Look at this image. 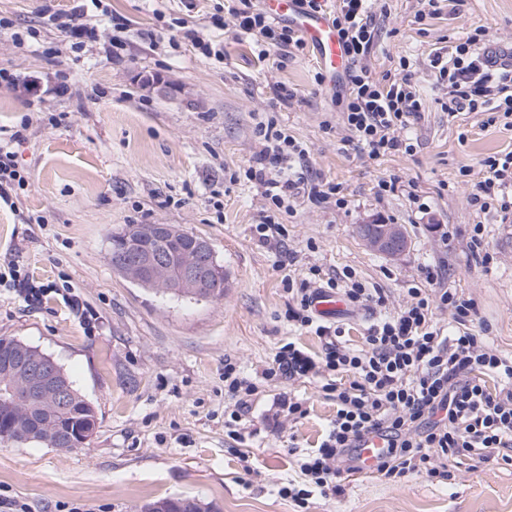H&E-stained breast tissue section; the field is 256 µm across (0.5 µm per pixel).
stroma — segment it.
Returning a JSON list of instances; mask_svg holds the SVG:
<instances>
[{"label": "stroma", "mask_w": 512, "mask_h": 512, "mask_svg": "<svg viewBox=\"0 0 512 512\" xmlns=\"http://www.w3.org/2000/svg\"><path fill=\"white\" fill-rule=\"evenodd\" d=\"M89 9L99 41L72 45L52 24L73 0H0V139L10 142L21 187L0 202V268L45 287L26 303L11 279L0 282V336L51 356L95 409L97 427L80 448L0 444V500L27 512H144L159 498L196 499L206 512H512V462L499 458L448 479L410 477L396 484L354 475L341 495L307 507L280 497L296 478V460L336 414L315 382L265 378L279 347L317 354L321 343L285 317L287 279L310 266L353 268L389 305L424 287L419 270L444 265L445 287L473 299L488 339L512 354V222L470 203L484 158L512 150V130L488 113L449 116L445 86L429 60L437 48L481 32L512 51V0H440L417 20L423 0H376L377 43L367 64L375 78L399 74L407 58L423 112L409 129L415 149L377 160L350 142L333 81L313 45L257 59L253 37L232 24L215 30L225 0H103ZM121 16L123 29L111 18ZM224 48L206 57L184 27ZM122 42L119 56L102 42ZM159 75L187 99L143 85ZM294 92L281 102L278 86ZM274 122L306 151L304 173L283 206L247 177L261 150L259 123ZM398 178L394 194L377 185ZM337 184L345 206L325 201L318 185ZM282 224L281 244L254 236L265 217ZM402 225L407 249L396 258L368 249L357 234L374 220ZM129 224H175L208 239L230 274L218 301H174L132 285L109 262L110 237ZM485 227L492 260L481 266L467 244ZM77 296L92 322L68 303ZM253 381L236 441L224 427V364ZM295 395L306 417H276ZM249 453L244 473L240 453Z\"/></svg>", "instance_id": "obj_1"}]
</instances>
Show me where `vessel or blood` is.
I'll use <instances>...</instances> for the list:
<instances>
[{"mask_svg":"<svg viewBox=\"0 0 512 512\" xmlns=\"http://www.w3.org/2000/svg\"><path fill=\"white\" fill-rule=\"evenodd\" d=\"M266 6L274 17L293 18L296 26L316 46L321 64L328 76H335L336 72L344 67L346 55L343 46L335 28L324 15L300 13L296 0H266ZM384 449L385 443L380 437L370 436L363 439L358 445L359 472H371Z\"/></svg>","mask_w":512,"mask_h":512,"instance_id":"vessel-or-blood-1","label":"vessel or blood"}]
</instances>
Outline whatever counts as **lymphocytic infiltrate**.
<instances>
[{
    "instance_id": "lymphocytic-infiltrate-1",
    "label": "lymphocytic infiltrate",
    "mask_w": 512,
    "mask_h": 512,
    "mask_svg": "<svg viewBox=\"0 0 512 512\" xmlns=\"http://www.w3.org/2000/svg\"><path fill=\"white\" fill-rule=\"evenodd\" d=\"M372 0H337L332 22L351 62L342 119L358 147L377 159L414 150L404 131L422 110L408 77L376 80L366 64L377 37ZM228 13L236 31L253 36L262 56L272 48H303L289 26L278 25L252 0H237ZM430 65L448 87V112L485 111L512 115V62L478 36L467 37L435 53ZM264 167L250 170L273 205H281L295 180L277 165L301 148L283 130L259 125ZM483 177L470 194L480 210L496 209L512 218V151L487 157ZM425 287L411 288L406 300L368 328L361 347L351 348L339 330L313 308L320 292H343L349 304L385 306L381 289L367 287L354 270L332 276L310 267L291 297L288 321L313 329L322 344L319 356L289 342L276 352L268 375L288 380L313 379L336 405V415L317 449L298 464V479L279 488L280 496L307 503L313 496L342 494L354 472L357 445L366 436H383L386 448L376 465L378 476L398 482L414 475L448 477L449 465L478 464L499 457L512 460V356L489 345L485 328L470 329L475 303L443 287L444 270L428 265ZM461 332H444L438 314ZM501 384L489 386L488 376ZM224 389L235 403L224 422L229 435L242 438L240 422L258 387L232 363L224 365Z\"/></svg>"
}]
</instances>
